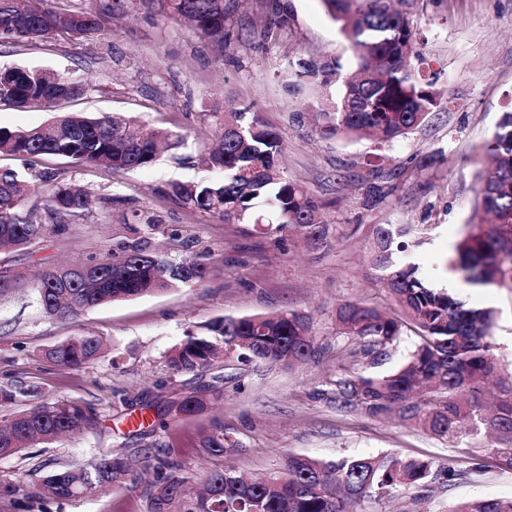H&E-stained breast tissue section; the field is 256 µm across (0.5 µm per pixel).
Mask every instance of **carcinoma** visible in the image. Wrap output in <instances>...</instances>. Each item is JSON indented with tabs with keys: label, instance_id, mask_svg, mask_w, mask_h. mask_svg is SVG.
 Segmentation results:
<instances>
[{
	"label": "carcinoma",
	"instance_id": "carcinoma-1",
	"mask_svg": "<svg viewBox=\"0 0 512 512\" xmlns=\"http://www.w3.org/2000/svg\"><path fill=\"white\" fill-rule=\"evenodd\" d=\"M128 0H109L101 10L52 11L44 0H0V39L36 41L48 35L98 37L104 16L124 11ZM349 39L358 59L355 75L345 80L344 94L323 113L321 132L348 141L373 137L379 143L408 135L445 105L433 76L424 74L425 58L418 47L414 5L417 0H322ZM159 10L190 21L200 34L220 41L226 32L224 0H157ZM47 70L14 67L0 70V105L25 106L29 96H52L60 91L73 101L86 87L60 77L59 87L46 80ZM62 124L58 135H43L38 126L18 131L0 127V155L26 161L63 160L76 167L104 166L137 170L151 166L160 143L169 134H142L121 116L67 112L53 118ZM283 149L279 134L251 112L224 114L220 144L206 163L222 174L208 183L174 182L159 189L181 206L211 212L226 224L246 219L260 233L286 232L312 249L329 243L330 225L323 223L316 199L300 184L274 180L273 170ZM474 219L457 244L448 270L474 288H512V113H506L492 137L475 153ZM42 196L43 214L24 207L27 196ZM94 199L56 181L47 168L29 173L0 167V246L25 249L48 234L62 235L64 224H48L43 216H76ZM161 225L134 224L131 237L117 246L119 253L104 262L72 267L50 266L37 272L33 289L42 312L67 320L106 303L194 285L203 281L206 267L196 259H179L154 246ZM416 224H376L368 252L369 264L380 273L392 310L362 300L346 301L336 309V357L354 370L334 383L336 403L356 406L377 416L396 413L432 435L456 442L481 432L494 439L491 449L500 466L512 469V374L501 379L495 407L483 405L485 385L500 372L492 330L496 312L468 307L449 292L432 288L403 261L420 244ZM20 280L5 268L0 295L15 292ZM418 338L403 363L384 371L404 336ZM103 340L81 335L45 350L51 362L82 368L101 356ZM316 352L309 317L288 309L275 314L226 316L190 332L166 355L172 374L205 373L215 358L228 363H269L293 366L310 361ZM224 377H215L209 394L192 391L171 403L175 418L204 411L209 400L222 395ZM35 393L33 385L0 392L6 403H23ZM95 408L60 400L29 405L0 421V458L20 452L31 443L51 444L59 438L97 428ZM203 447L214 456L238 447L220 424L204 436ZM152 470L144 494L148 512H357L369 499L403 494L415 503L429 499L436 487L473 481L483 467L460 470L434 467L420 458L353 456L320 459L290 453L270 478L248 480L230 470L206 476L203 491L190 495V477L161 456L144 450ZM136 482L121 453H100L80 465H67L44 476L38 484L22 485L17 478L0 479V495L24 492L28 499L89 498L104 487ZM448 512H512V498L458 499Z\"/></svg>",
	"mask_w": 512,
	"mask_h": 512
}]
</instances>
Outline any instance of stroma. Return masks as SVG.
<instances>
[{"label": "stroma", "instance_id": "obj_1", "mask_svg": "<svg viewBox=\"0 0 512 512\" xmlns=\"http://www.w3.org/2000/svg\"><path fill=\"white\" fill-rule=\"evenodd\" d=\"M272 1L225 0L232 36L223 44L160 14L151 0H129L122 16L109 18V35L95 42L52 37L0 43V68H50L85 83L87 94L65 104V111L114 112L182 137L146 169L61 170V180L87 190L95 206L68 218L66 234L25 250L0 248V265L28 276L47 265L102 260L129 237L130 225L153 216L167 227L157 246L197 256L207 269L200 284L68 320L46 318L27 289L0 298V388L22 382L36 386L40 400H71L99 413L95 431L0 460V477L37 483L53 467L110 450L137 461L156 442L197 481L227 466L271 476L291 453L325 459L384 454L463 470L484 465L478 480L436 490L417 512H446L460 498H511L512 470L498 468L478 443L451 446L395 416L337 405L331 389L341 369L337 307L356 299L390 304L367 259L374 225H421L423 244L411 257L419 277L436 288L451 279L445 261L472 217L470 158L503 113L512 111V0H419L422 51L437 87L453 102L386 144L321 134V114L339 102L357 60L322 0H276V9ZM299 62L330 65L337 74L325 84L287 86L284 73ZM244 109L259 113L283 141L280 174L306 187L326 222L339 227L328 246L313 250L275 232L258 234L252 225L224 223L160 194L172 182L213 179L201 159L216 144L225 112ZM373 153L382 155L381 168L368 165ZM452 294L467 306L495 309L501 370L512 373V289L462 284ZM288 308L310 316L320 348L314 359L290 368L260 363L225 369L222 400L191 418L166 414L169 401L212 381L207 373L174 376L167 370V352L187 331L226 316ZM88 333L103 337L105 357L80 369L43 357L45 348ZM219 423L240 442L221 457L202 446L204 433ZM143 491L138 483L30 505L2 496L0 512H146Z\"/></svg>", "mask_w": 512, "mask_h": 512}]
</instances>
